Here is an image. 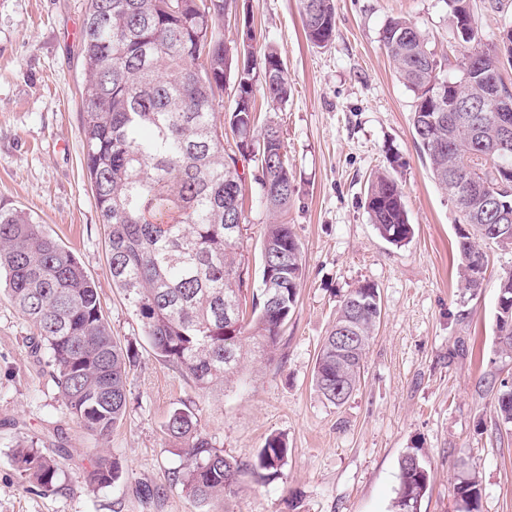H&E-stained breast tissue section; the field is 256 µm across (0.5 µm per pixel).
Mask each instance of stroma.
Segmentation results:
<instances>
[{
    "label": "stroma",
    "instance_id": "obj_1",
    "mask_svg": "<svg viewBox=\"0 0 512 512\" xmlns=\"http://www.w3.org/2000/svg\"><path fill=\"white\" fill-rule=\"evenodd\" d=\"M263 43L277 47L292 84L286 104L262 116L279 123L297 193L280 216L301 247L297 304L272 362L248 364L235 383L198 389L150 348L140 321L114 288L103 226L83 168L81 90L86 0H0V209L30 215L71 250L94 280L103 313L138 359L122 423L105 440L90 436L64 404L33 327L0 285V512H393L399 460L417 446L430 473L421 512H456L453 486L476 478L474 512H512V423L498 418L501 380L512 354L496 346V281L512 249L486 248L482 288L458 277V214L414 140L415 97L379 42L386 22L416 23L454 75L462 55L448 40L445 0H336V38L311 44L299 0H243ZM485 46L512 26V0H471ZM397 158L414 234L382 239L365 209L370 174ZM239 258L244 291L259 287L269 214L246 184ZM373 285L382 317L363 377L341 406L312 381L341 298ZM189 406L225 455L255 458L268 435H284L288 459L274 482L240 476L233 493L199 507L173 483L185 457L164 444L170 412ZM55 451L64 473L55 492L27 490L10 461L15 443ZM123 470L114 485L86 486L80 474L97 454ZM163 488L147 502L141 486Z\"/></svg>",
    "mask_w": 512,
    "mask_h": 512
}]
</instances>
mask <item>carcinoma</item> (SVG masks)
<instances>
[{"label": "carcinoma", "instance_id": "cac0c4a2", "mask_svg": "<svg viewBox=\"0 0 512 512\" xmlns=\"http://www.w3.org/2000/svg\"><path fill=\"white\" fill-rule=\"evenodd\" d=\"M215 17H200L197 0H87L82 31L84 168L106 235L114 287L140 317L155 355L200 389L233 382L245 359L269 361L295 308L303 277L300 246L288 224L266 225L261 286L246 298L238 244L245 223V176L236 157L245 141L267 139L248 165L259 199L272 212L288 209L296 186L284 159L278 124L257 116L256 96L285 104L292 93L282 55L250 42L229 45L220 30L229 0H210ZM304 31L317 47L336 37L335 0H300ZM463 48L459 75H441L442 62L413 23L389 20L380 42L398 78L415 94L411 129L432 175L460 202L457 249L461 287L477 291L487 271L484 247L512 246V141L503 144L499 113L489 111L490 87L504 85L512 65V40L488 49L478 28L458 33ZM236 85L229 117L218 111V77ZM231 137L237 149L225 147ZM367 212L392 245L413 229L396 179L378 171L368 179ZM0 273L18 312L37 331L59 393L77 421L105 439L123 420L128 380L137 352L121 345L103 314L94 281L74 253L21 212H0ZM498 301L512 304V269L498 278ZM382 316L377 289L363 284L341 301L314 367L323 399L343 404L359 384L364 357ZM354 323L355 335L340 327ZM496 336L512 352V310L498 309ZM497 413L512 422V385L500 383ZM184 450L187 464L175 477L204 504L233 491L247 472L259 484L278 477L288 457L285 439L267 437L255 459L224 455L203 432L196 415L177 408L163 429ZM12 458L36 489L57 488L54 455L20 442ZM121 464L96 457L88 485L116 483ZM430 475L416 450L399 462L395 512H421ZM458 512H472L479 497L473 478L454 484Z\"/></svg>", "mask_w": 512, "mask_h": 512}]
</instances>
